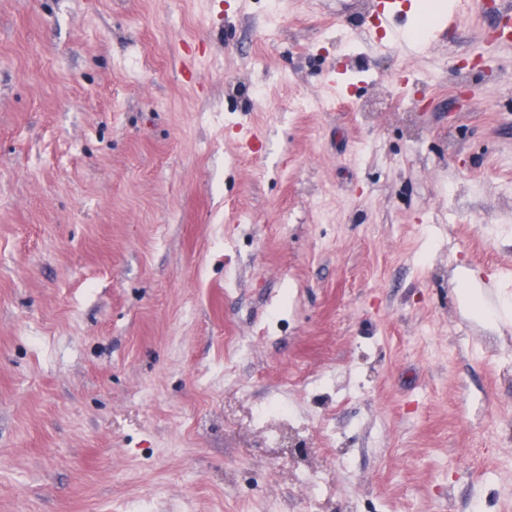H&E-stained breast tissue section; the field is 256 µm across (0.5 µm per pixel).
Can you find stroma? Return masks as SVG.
I'll use <instances>...</instances> for the list:
<instances>
[{"mask_svg": "<svg viewBox=\"0 0 512 512\" xmlns=\"http://www.w3.org/2000/svg\"><path fill=\"white\" fill-rule=\"evenodd\" d=\"M414 2L0 0V512H512V0ZM453 282L460 305L467 317L493 328L500 324H511V300L504 299L499 306L489 309L484 301L483 284L474 272L460 267Z\"/></svg>", "mask_w": 512, "mask_h": 512, "instance_id": "35a3bbf8", "label": "stroma"}]
</instances>
